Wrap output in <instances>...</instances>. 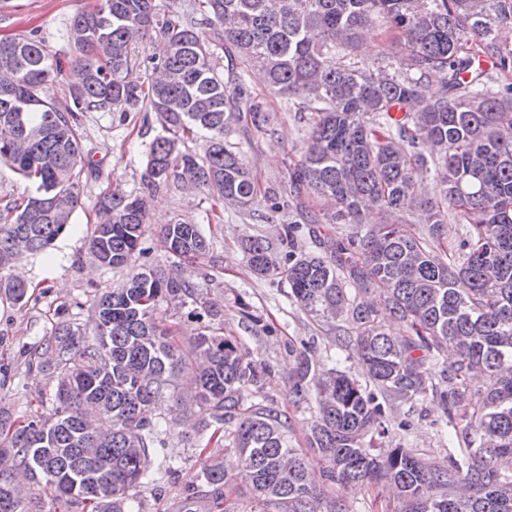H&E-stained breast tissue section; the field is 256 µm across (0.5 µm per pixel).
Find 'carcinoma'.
I'll use <instances>...</instances> for the list:
<instances>
[{"instance_id": "1", "label": "carcinoma", "mask_w": 512, "mask_h": 512, "mask_svg": "<svg viewBox=\"0 0 512 512\" xmlns=\"http://www.w3.org/2000/svg\"><path fill=\"white\" fill-rule=\"evenodd\" d=\"M180 9L97 0L70 22L66 64L40 37H0V164L31 187L0 210V301L27 306L15 263L72 224L81 174L93 167L76 113L154 112L162 125L141 191L103 196L89 239L94 261L129 270L127 278L93 299L91 327L61 313L33 347L29 363L55 375L54 395L39 396L18 425L0 408V512H35L44 494L68 510L129 512L130 491L157 481L152 406L179 376L204 413L198 478L214 507L223 505L225 474L210 446L237 455L255 512H345L323 506L302 449L288 444V420L247 403L265 367L214 331L180 347L158 321L162 304H199L224 326V309L200 298L196 282L137 266L147 197L170 187L202 189L241 212L300 217L280 229L279 246L249 237L242 247L251 271L286 282L307 313L352 326L342 346L367 383L318 371L301 352L291 389L297 402L314 392L307 440L329 481L379 485L401 512H512V43L502 37L512 0H182ZM382 26L399 50L356 60L364 36ZM147 37L155 51L141 59L135 44ZM215 49L227 59L222 72ZM253 67L308 115L305 154L289 166L284 192L260 191L231 141L244 121L275 133L267 102L248 90ZM144 69L155 77L143 81ZM432 73L441 80L435 94L425 91ZM59 76L72 109L46 96ZM199 134L200 150L186 148ZM301 222L320 252L297 248ZM322 224L352 231L323 238ZM412 224L426 225L427 236ZM160 232L176 266L210 250L198 224L177 219ZM451 234L456 251L441 245ZM373 292L409 338L377 324L364 301ZM447 351L454 360L439 397L462 457L437 464L375 447L385 405L426 397L434 385L425 363Z\"/></svg>"}]
</instances>
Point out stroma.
<instances>
[{
    "mask_svg": "<svg viewBox=\"0 0 512 512\" xmlns=\"http://www.w3.org/2000/svg\"><path fill=\"white\" fill-rule=\"evenodd\" d=\"M96 0H9L0 9V37L38 35L51 54L70 55L67 38L73 17L93 8ZM250 91L269 102L274 117V135L255 129L237 130L248 168L260 186L283 188L288 168L296 163L307 142V122L299 114L282 109L279 97L271 95L263 79L250 77ZM161 127L153 112H87L79 131L82 147L96 166L82 176L79 205L65 235L44 254L22 258L18 266L34 295L24 309L0 303V407L13 416H26L35 398L53 392L50 372L29 366L25 350L54 328L59 308L80 324L90 319L94 295L119 285L126 278L121 270L99 267L88 251V237L99 221L98 202L109 192L139 193L148 145ZM212 201L201 192L191 194L162 189L150 195L149 226L143 237L144 252L138 260L145 267L170 268L160 228L175 219L202 225L212 243L207 257L181 267L183 276L200 283L203 297L224 307V333L235 337L241 349L267 370L264 385L253 395L256 403L275 406L286 416L290 445L304 449L310 466L325 469L320 454L308 450L306 436L316 416L314 400L295 401L291 394L296 357L307 351L321 369L336 368L358 377L362 368L339 337L349 326L342 321H318L288 296L287 284L256 277L248 267L241 242L251 236L277 241L287 224V215L268 216L266 209L243 213L228 207L222 223H207ZM183 385L168 389L159 399L162 448L151 458L152 468L172 461L174 474L160 476L155 487L138 492L139 512H183L186 488L196 483L200 470L201 441L184 412L176 408ZM388 432L383 447L411 449L417 456L444 462L460 457L459 445L449 444V415L444 404L427 398L394 404L386 411ZM320 493L326 500H341L346 512H398L399 504L378 488L354 485L340 488L325 481Z\"/></svg>",
    "mask_w": 512,
    "mask_h": 512,
    "instance_id": "1",
    "label": "stroma"
}]
</instances>
